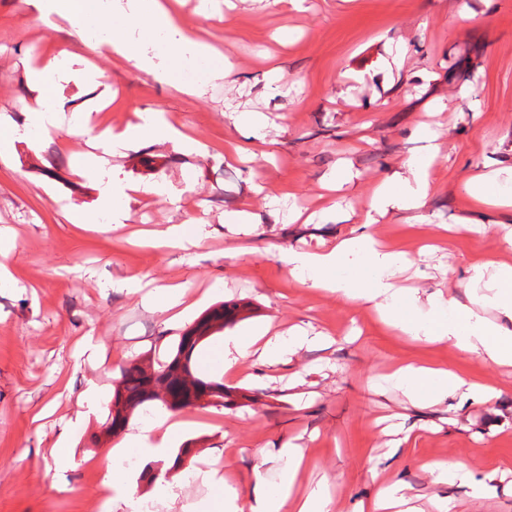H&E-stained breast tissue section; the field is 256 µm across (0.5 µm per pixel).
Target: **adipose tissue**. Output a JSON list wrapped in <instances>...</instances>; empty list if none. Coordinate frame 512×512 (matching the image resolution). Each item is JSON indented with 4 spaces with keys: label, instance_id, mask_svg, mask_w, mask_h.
Returning a JSON list of instances; mask_svg holds the SVG:
<instances>
[{
    "label": "adipose tissue",
    "instance_id": "ef3b65f1",
    "mask_svg": "<svg viewBox=\"0 0 512 512\" xmlns=\"http://www.w3.org/2000/svg\"><path fill=\"white\" fill-rule=\"evenodd\" d=\"M128 4L130 21L144 23L151 32L164 33L171 49L168 60L159 59L145 41L133 40L125 26L115 24L113 16L120 7L118 0H33L42 21L51 23L55 18H63L79 36L94 31L96 37L91 50L95 55L124 59L158 79L169 78L167 61L182 63L190 57L213 60V46L181 23L169 0H128ZM75 72L90 84L100 83L102 79L94 65L78 63L65 50L41 59L32 68L31 77L38 95L29 111L26 128L42 133L56 127L62 109L58 85ZM436 138L435 130L425 131L424 152L408 161L406 173L387 177L377 186L369 202L371 212L383 216L424 206L429 192L428 171L439 151ZM142 142H170L183 150L194 147L193 141L167 123L158 110L140 113L138 123L121 130L107 129L91 137L90 149L83 155L79 172L98 177L100 210L76 211L80 223H98L99 214L104 211L114 227L123 226L124 204L130 196L141 193L142 188L108 170L106 161L109 156ZM510 183L512 167L500 168L490 160L481 173L472 177L470 190L478 203L508 209L512 207V192L506 190ZM281 259L292 275L309 282L311 287L368 306L380 321L401 334L428 343L445 341L461 354L497 366H512L511 264L487 261L472 265L468 270L466 299L461 302L439 292L422 298L397 288L394 276L405 261L404 255L381 245L369 234L343 238L328 249H291ZM118 286L130 294L141 295L146 306L167 314L170 326H179L189 312L184 303V285L168 284L147 291L141 280L125 278ZM489 308L497 311V320L486 317ZM325 342V337L311 335L299 326L274 335L264 328L248 336L224 337L218 357L221 366L229 370L255 352L267 361L279 362L301 349ZM387 382L411 402L427 406L445 401L490 404L500 395L495 387L465 380L451 369L420 364L398 367L388 375ZM182 428V422L174 420L171 413L162 412L148 427L128 434L125 440L115 444L106 455L101 492L109 494L125 487V471L120 462L129 449H136L149 460H170V444ZM271 458L282 463L278 482L267 484L262 473H255L253 495L248 499L225 484L220 470H207L201 479L223 489L224 512H331L332 499L326 484H319L303 496L294 493L304 463L302 448L287 443L272 452ZM428 469L435 482L450 483L464 491L460 499L450 496L435 499L432 503L435 512H459L461 507L479 506L497 494L494 476L476 477L466 463H432Z\"/></svg>",
    "mask_w": 512,
    "mask_h": 512
}]
</instances>
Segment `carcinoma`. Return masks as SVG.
<instances>
[{
    "label": "carcinoma",
    "mask_w": 512,
    "mask_h": 512,
    "mask_svg": "<svg viewBox=\"0 0 512 512\" xmlns=\"http://www.w3.org/2000/svg\"><path fill=\"white\" fill-rule=\"evenodd\" d=\"M236 316L237 308L220 303L179 337L166 360L140 359L123 365L113 380L112 399L101 433L112 435L121 431L131 415L143 406L178 411L227 404L231 390L218 378L198 374L193 356L203 342L235 322Z\"/></svg>",
    "instance_id": "1"
}]
</instances>
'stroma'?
<instances>
[{
    "label": "stroma",
    "instance_id": "1",
    "mask_svg": "<svg viewBox=\"0 0 512 512\" xmlns=\"http://www.w3.org/2000/svg\"><path fill=\"white\" fill-rule=\"evenodd\" d=\"M213 2L203 14L196 0H181L178 13L224 53L229 78L190 96L126 61L97 59L101 85L63 83L59 128L16 141L0 158V230L15 236L14 283L0 288V512H125L120 494L99 496L100 473L86 464L66 471L73 491L57 495L51 450L87 383L111 394L120 365L147 353L166 358L178 339L164 313L113 287L128 277L184 284L194 302L187 328L222 302L245 313L225 335L269 323L332 340L284 363L241 360L224 375L232 403L181 410L189 425L174 446L194 452L176 472L179 500L158 512H199L215 497L197 476L203 463L229 471L245 496L254 473L274 483L268 452L286 440L305 451L306 482L334 485L333 512L372 498L378 472L425 499L462 497L424 470L436 459L496 473L501 493L482 512H512V367L396 335L370 309L309 287L280 260L291 248H329L359 234L375 185L423 151L417 130L434 121L441 152L424 206L370 227L409 260L397 284L461 299L471 265L512 262L494 234L459 228L466 219L489 226L503 218L474 201L469 181L487 160L512 163V0H306L301 11L290 0ZM61 49L86 57L90 43L65 23L43 25L26 0H0L1 121L25 124L29 63ZM102 100L113 127L160 109L203 146L144 143L112 156V169L152 188L131 196L116 231L76 223L69 211L98 199L94 177L78 173L87 149L78 128ZM242 112L268 116L264 141L236 126ZM259 179L276 196L277 215L255 196ZM333 203L347 219L322 217ZM242 210L258 216L253 235L228 230L227 218ZM189 218L208 227L201 247L140 246L145 232ZM88 336L105 348V362L81 352ZM407 362L453 369L501 395L453 411L379 390L385 370Z\"/></svg>",
    "mask_w": 512,
    "mask_h": 512
}]
</instances>
